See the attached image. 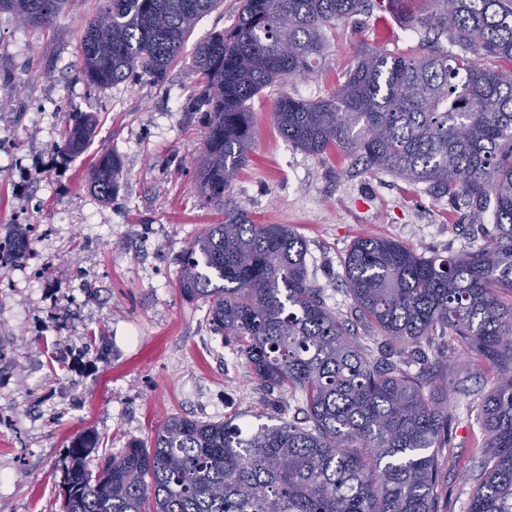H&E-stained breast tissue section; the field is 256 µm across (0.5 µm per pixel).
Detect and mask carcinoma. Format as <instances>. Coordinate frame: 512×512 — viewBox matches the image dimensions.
Returning a JSON list of instances; mask_svg holds the SVG:
<instances>
[{
	"instance_id": "obj_1",
	"label": "carcinoma",
	"mask_w": 512,
	"mask_h": 512,
	"mask_svg": "<svg viewBox=\"0 0 512 512\" xmlns=\"http://www.w3.org/2000/svg\"><path fill=\"white\" fill-rule=\"evenodd\" d=\"M66 0H0V14L50 24ZM221 0H104L85 25L82 74L94 88L166 78L198 19ZM413 28L455 52L405 56L364 50L324 99L281 93L272 125L308 153L340 149L414 183H430L494 232L471 251L425 256L384 237H361L344 259L351 299L331 310L312 285L306 244L286 224H255L224 196L248 162L249 102L315 71L328 33L371 0H240L233 26L194 53L207 117L197 192L224 222L197 237L178 288L207 304L213 328L233 339L255 379L300 396L295 420L242 427L234 420L172 417L150 447L107 456L71 449L62 512H436L448 396L417 345L450 336L489 365L495 385L479 418L486 442L471 462L483 473L467 512H512V0H394ZM493 56L509 68L490 70ZM95 119L78 112L65 151L82 153ZM116 154L90 179L112 195ZM25 238L0 243V270Z\"/></svg>"
}]
</instances>
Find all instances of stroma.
Returning <instances> with one entry per match:
<instances>
[{
  "label": "stroma",
  "mask_w": 512,
  "mask_h": 512,
  "mask_svg": "<svg viewBox=\"0 0 512 512\" xmlns=\"http://www.w3.org/2000/svg\"><path fill=\"white\" fill-rule=\"evenodd\" d=\"M102 0H68L46 26L0 16V238L27 229L24 253L0 270V512H61L59 490L72 445L96 443L86 458L150 446L172 416L272 424L293 416L294 395L273 400L236 345L214 332L205 306L177 288L178 257L223 221L194 185L206 118L188 111L198 92L196 46L231 27L238 0H221L193 27L162 83L102 89L81 72L87 19ZM422 33L399 11L373 7L337 25L316 72L287 85L295 98L322 99L340 87L360 51L402 55ZM252 102L250 160L227 198L257 224L290 225L307 245L309 278L327 305L350 298L343 261L352 242L377 235L446 256L480 245L470 213L427 183L375 173L332 151L315 155L273 127L270 104ZM95 116L77 156L64 151L71 112ZM123 162L119 188L103 200L88 171L99 155ZM105 339L92 344L88 332ZM448 374L461 390L448 400V447L437 512H466L480 482L463 462L482 443L478 408L493 371L449 342Z\"/></svg>",
  "instance_id": "35a3bbf8"
}]
</instances>
